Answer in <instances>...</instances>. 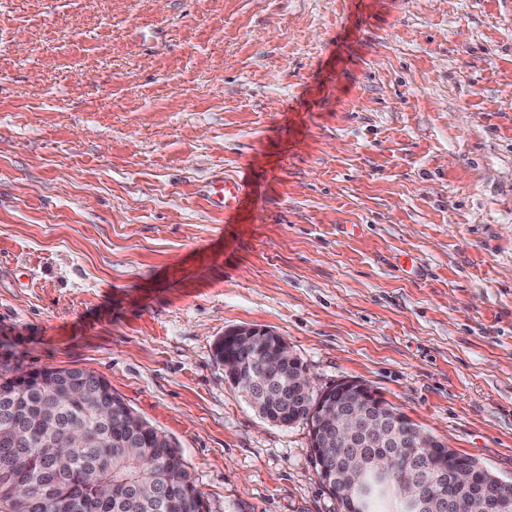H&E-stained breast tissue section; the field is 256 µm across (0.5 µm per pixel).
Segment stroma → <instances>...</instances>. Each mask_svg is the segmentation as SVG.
I'll return each mask as SVG.
<instances>
[{"label": "stroma", "mask_w": 512, "mask_h": 512, "mask_svg": "<svg viewBox=\"0 0 512 512\" xmlns=\"http://www.w3.org/2000/svg\"><path fill=\"white\" fill-rule=\"evenodd\" d=\"M247 325L512 483V0H0V373L103 377L206 512H342ZM248 190L249 185L244 178L220 177L207 186V197L213 208L234 213L246 198ZM263 341H271L278 346L281 356L279 365H293L297 367V359L289 352L286 342L272 330L265 327L239 326L229 329L216 342L215 347L216 349L218 347L222 348L224 343V347L232 345L236 349H242Z\"/></svg>", "instance_id": "obj_1"}]
</instances>
